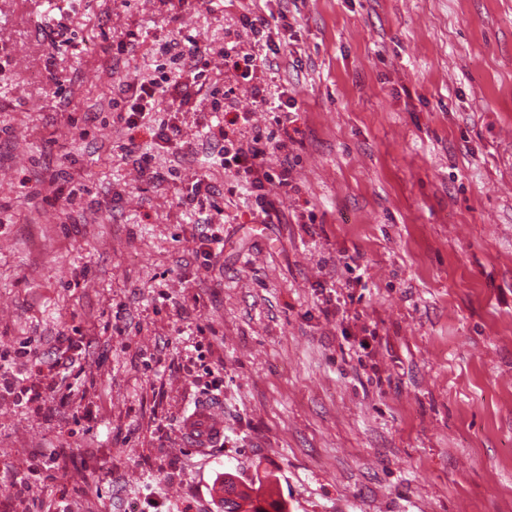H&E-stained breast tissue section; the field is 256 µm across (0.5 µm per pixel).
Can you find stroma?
<instances>
[{"instance_id": "1", "label": "stroma", "mask_w": 512, "mask_h": 512, "mask_svg": "<svg viewBox=\"0 0 512 512\" xmlns=\"http://www.w3.org/2000/svg\"><path fill=\"white\" fill-rule=\"evenodd\" d=\"M256 9L292 25L266 79L297 113L290 185L262 225L205 165L210 98L155 156L176 181L140 178L120 146L151 150L152 132L112 120L118 81L152 77L172 39L198 42L213 87L232 83L225 41L253 45L238 6L0 0V349L35 338L47 367L81 327L68 380L86 391L44 416L0 399V512L62 493L71 512H223L228 472L285 512H512V0ZM60 23L76 40L56 49ZM202 168L224 209L209 266L179 204ZM54 173L74 201L42 200ZM214 365L224 442L201 456L180 422ZM55 449V480L13 496L9 476Z\"/></svg>"}]
</instances>
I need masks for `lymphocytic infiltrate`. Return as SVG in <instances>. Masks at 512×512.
<instances>
[{
    "mask_svg": "<svg viewBox=\"0 0 512 512\" xmlns=\"http://www.w3.org/2000/svg\"><path fill=\"white\" fill-rule=\"evenodd\" d=\"M239 22L252 35L256 49L245 52L239 49L237 41H227L224 44V65L235 73L239 83L249 89L255 106L270 112L272 122L264 128L252 127L248 137L233 136V129L249 125L251 116L234 110L235 89L226 87L224 107L230 110L231 115L210 134L215 148L212 159L233 172L237 185L249 193L255 214L266 218L273 209L272 193L288 186L287 169H274L269 159L277 154L287 155L291 139L288 127L294 122V114L290 98L282 95L269 97L263 73L268 55L280 51L275 33L288 29L289 22L283 15L264 16L246 10L241 12ZM161 53L167 56L168 62L158 65L155 76L122 80L117 84L114 100L116 121L128 131L149 126L157 99L168 96L177 101L180 108H185L194 96L210 88L208 70L201 63L202 51L197 44L187 45L173 39L162 46ZM214 196V187L206 176L200 175L184 186L179 197L182 206L199 215L203 230L198 238V250L207 261L213 257L215 245L223 241L222 235L214 228L216 215L223 212L222 207L214 203ZM62 342L65 356L56 361L54 374L27 387L20 386L13 366L20 359L39 365L40 352L36 341L28 339L20 342L18 347L0 351V397L8 396L16 402L29 404L39 401L48 392L57 394L59 407H66L69 396L62 393L61 386L73 357L82 353L84 338L69 335L63 337Z\"/></svg>",
    "mask_w": 512,
    "mask_h": 512,
    "instance_id": "obj_1",
    "label": "lymphocytic infiltrate"
}]
</instances>
